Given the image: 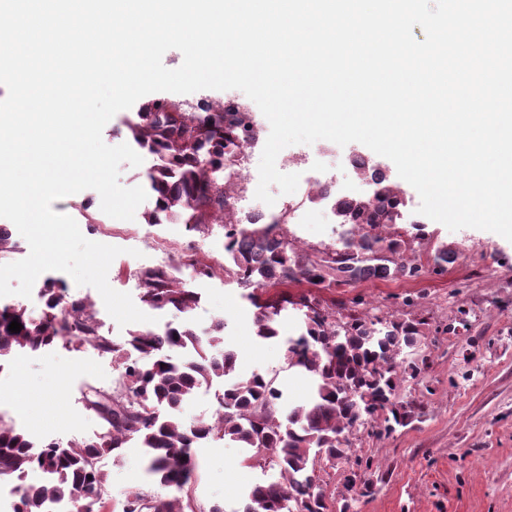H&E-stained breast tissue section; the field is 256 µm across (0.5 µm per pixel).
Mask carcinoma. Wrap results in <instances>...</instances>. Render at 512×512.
<instances>
[{
	"label": "carcinoma",
	"mask_w": 512,
	"mask_h": 512,
	"mask_svg": "<svg viewBox=\"0 0 512 512\" xmlns=\"http://www.w3.org/2000/svg\"><path fill=\"white\" fill-rule=\"evenodd\" d=\"M251 122L250 113L232 103L215 101L211 111L201 113L163 99L146 103L126 133L161 156L160 166L149 175L156 202L147 223L163 215L182 220L191 230L222 224L232 263L224 273L261 289H283L277 298L247 295L256 308L254 335L261 341L277 340L282 312L300 315V332L285 340L286 359L289 367L311 378L309 403L288 409L274 379L240 374L235 353L221 348L219 335L203 336L186 325L132 331L112 347L120 368L118 386L110 391L91 388L85 396L86 408L102 426L99 436L80 438L68 448L44 443L35 451L29 434L0 423V483L13 484L31 469L44 475L38 485L15 488L14 512H72L79 494L87 496L88 512H103L110 474L98 469L95 460L118 459L131 440L145 448L149 474L174 492L167 497L133 492L123 512H224L217 503L202 506L191 491L193 448L212 437L248 449L246 464L275 473L250 488L242 512H289L284 502L291 499L302 501L303 512H328L316 464L349 459L351 436L362 425L370 423L376 434L391 435L421 415L423 405L399 390L402 382L425 370L423 352L403 357L405 349L421 348L424 321L407 312L392 318L367 312L338 317L336 308L344 304L319 294L370 279L422 276L425 266L404 258L405 240L373 233L397 223L403 191L374 172L377 202L349 198L337 205L341 216L363 232L347 231L340 246L319 255L300 249L279 224H238L224 210V188L212 174L237 155ZM302 286L307 290L286 292ZM44 295L46 310L38 318L20 304L0 307V360L51 346L58 339L59 317L78 321L79 345L96 339L91 300H69L64 310L62 293L53 286ZM141 300L152 309L188 314L198 296L157 268L144 273ZM15 319L22 325L18 333L8 330ZM214 384L224 389L210 418L189 422L177 414L198 389ZM371 468L370 460L356 459L343 486L353 490L355 478L359 497L371 493Z\"/></svg>",
	"instance_id": "cac0c4a2"
}]
</instances>
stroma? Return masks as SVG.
Returning a JSON list of instances; mask_svg holds the SVG:
<instances>
[{
    "label": "stroma",
    "mask_w": 512,
    "mask_h": 512,
    "mask_svg": "<svg viewBox=\"0 0 512 512\" xmlns=\"http://www.w3.org/2000/svg\"><path fill=\"white\" fill-rule=\"evenodd\" d=\"M153 200L136 210L133 220L103 215L100 196L91 189L61 198L54 211L101 219L114 246L123 250L108 271L110 286L140 302L134 280L164 260L166 241L194 240L216 258L224 256V231H190L178 221L147 223ZM428 236L411 241L405 255L430 263L442 245L454 257L446 273H427L415 280L371 279L353 288L324 291V298L350 301L362 296L384 313H396L403 297L412 296L424 318L422 340L428 357L423 377L403 384L401 393L421 401L425 415L389 436L357 431L352 457L371 458L373 494L357 504L358 512H512V242L497 233L473 228L449 230L427 225ZM251 287L235 278L205 288L193 319L167 310L160 322L189 323L203 332L223 321L225 348L237 356L241 373L277 377L291 405L309 395L305 378L292 374L285 356V337L294 335V313L280 318L281 341L261 342L253 333ZM119 372L72 345H54L40 355L0 371V403L8 405L32 435L46 441L91 435L97 422L84 407L87 387H107ZM244 457L242 449L219 442L197 449L193 495L202 505L221 504L240 512L246 489L263 480L256 468L238 477L230 469ZM112 477L106 512H122L131 491L169 496L146 471L143 448L130 442L119 461L109 462Z\"/></svg>",
    "instance_id": "1"
}]
</instances>
